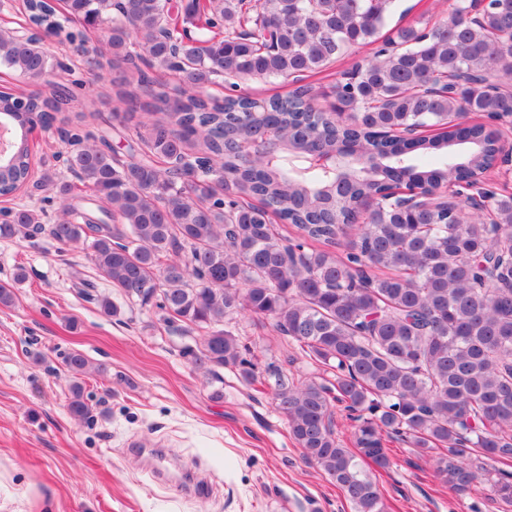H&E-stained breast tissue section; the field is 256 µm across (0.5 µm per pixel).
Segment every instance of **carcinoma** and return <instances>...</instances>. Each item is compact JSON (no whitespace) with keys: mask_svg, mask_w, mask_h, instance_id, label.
<instances>
[{"mask_svg":"<svg viewBox=\"0 0 512 512\" xmlns=\"http://www.w3.org/2000/svg\"><path fill=\"white\" fill-rule=\"evenodd\" d=\"M64 11L32 0L28 20L56 34L71 24H109L112 61L136 64L132 76L148 100L118 91L128 110L155 115L127 158L76 139L68 168L93 193L97 213L69 206L73 189L57 186L63 219L45 226L27 208L0 224V239L43 232L85 247L102 280L129 303L156 306L183 335L208 373L236 372L264 385L251 348L226 328L246 314L269 320L328 377L299 383L270 366L274 403L303 458L334 482L353 512H388L376 475L390 465L389 443L432 458L433 477L469 495L488 490L512 505V193L475 210L448 187L486 173L497 135L467 114H512V96L487 80L512 84V0H490L470 17L456 0L453 18L382 35L396 0H63ZM205 36L186 41L172 13ZM382 41L365 63L340 73L327 110L312 87L257 99L204 93L217 78L320 74L353 46ZM35 90L42 128L62 110L45 94L53 63L42 47L0 29V65ZM175 71L171 95L152 70ZM449 87L435 90L439 84ZM20 95L0 90V120L15 132L0 155V196L32 176L31 118ZM427 131L412 141L396 134ZM282 131L270 159L249 157L247 141ZM356 154L364 162L338 174L313 163ZM408 183L428 195L404 210L391 190ZM292 226L291 242L273 220ZM13 281L0 283V305L14 302ZM76 378L69 412L93 417L81 376L90 363L65 359ZM355 422L352 447L336 437V409Z\"/></svg>","mask_w":512,"mask_h":512,"instance_id":"carcinoma-1","label":"carcinoma"}]
</instances>
